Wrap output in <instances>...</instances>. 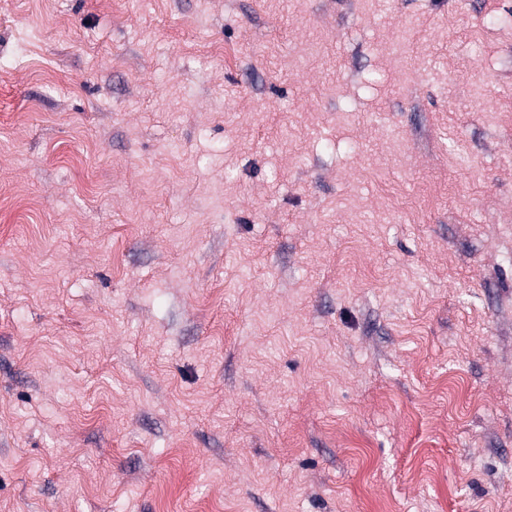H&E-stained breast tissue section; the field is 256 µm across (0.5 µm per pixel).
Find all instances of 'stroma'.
<instances>
[{"label": "stroma", "instance_id": "35a3bbf8", "mask_svg": "<svg viewBox=\"0 0 512 512\" xmlns=\"http://www.w3.org/2000/svg\"><path fill=\"white\" fill-rule=\"evenodd\" d=\"M0 512H512V0H0Z\"/></svg>", "mask_w": 512, "mask_h": 512}]
</instances>
